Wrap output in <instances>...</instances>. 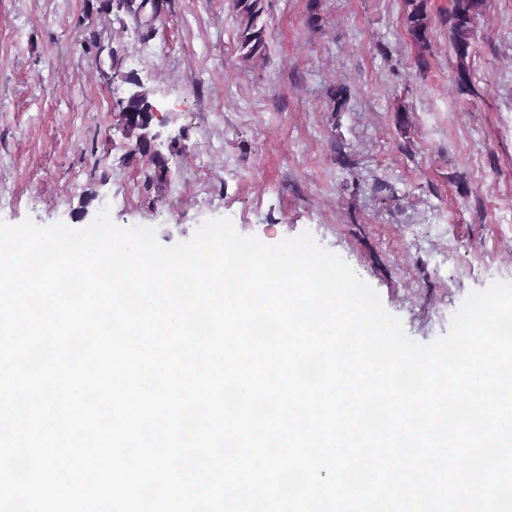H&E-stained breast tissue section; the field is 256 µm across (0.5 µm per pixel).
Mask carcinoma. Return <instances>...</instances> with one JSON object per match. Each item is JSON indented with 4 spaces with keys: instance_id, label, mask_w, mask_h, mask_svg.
Instances as JSON below:
<instances>
[{
    "instance_id": "obj_1",
    "label": "carcinoma",
    "mask_w": 512,
    "mask_h": 512,
    "mask_svg": "<svg viewBox=\"0 0 512 512\" xmlns=\"http://www.w3.org/2000/svg\"><path fill=\"white\" fill-rule=\"evenodd\" d=\"M258 3L259 0H236L237 9L242 15L239 50L241 58L245 61L261 56L265 51L263 28L257 27L260 18ZM484 4L485 0H453L452 9L448 12L451 42L458 60L457 86L461 93L470 91L467 59L472 47L475 26L483 12ZM148 5L152 8V16L145 21V26L149 27L159 15V0H101L99 10L109 12L114 8L119 11L123 9L137 17ZM406 5L407 31L414 42L424 45L431 25L426 0H406ZM125 80L134 85L135 90L118 103L123 129L127 135L135 138L136 153L149 157L155 165V175L162 179L169 172V163L168 158L156 150L155 135L151 134V126L156 115L150 92L132 72L126 75Z\"/></svg>"
}]
</instances>
